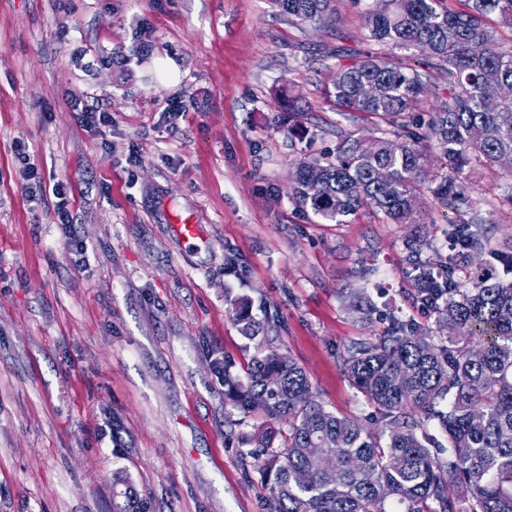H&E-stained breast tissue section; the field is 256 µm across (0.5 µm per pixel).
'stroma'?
I'll return each instance as SVG.
<instances>
[{
	"mask_svg": "<svg viewBox=\"0 0 512 512\" xmlns=\"http://www.w3.org/2000/svg\"><path fill=\"white\" fill-rule=\"evenodd\" d=\"M334 8L300 26L272 0H0V512H114L119 474L151 512H268L248 442L262 418L225 403L215 367L244 375L256 352L233 301L274 322L269 349L328 409L363 421L373 408L342 359L385 324L359 321L341 289L385 286L397 316L433 326L407 298L406 255L418 235L444 248L452 212L425 193L409 224L367 208L320 224L291 198L297 160L377 127L325 96L337 65L389 51L368 41L361 0ZM74 93L109 124L81 126ZM290 98L308 108L295 135ZM174 101L184 112L166 118ZM18 141L45 183L70 186L71 231L52 199L27 197ZM469 183L488 221L476 261L493 267L512 174Z\"/></svg>",
	"mask_w": 512,
	"mask_h": 512,
	"instance_id": "stroma-1",
	"label": "stroma"
}]
</instances>
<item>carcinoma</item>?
<instances>
[{"instance_id":"obj_1","label":"carcinoma","mask_w":512,"mask_h":512,"mask_svg":"<svg viewBox=\"0 0 512 512\" xmlns=\"http://www.w3.org/2000/svg\"><path fill=\"white\" fill-rule=\"evenodd\" d=\"M333 0H275L298 24L329 19ZM439 0H370L371 41L404 51L366 55L337 66L325 90L339 112L379 119L364 142L344 135L320 157L297 162L292 198L322 224H346L363 208L406 224L417 195L428 190L451 210V252L433 261L429 243L408 254V298L435 318L436 338L408 319L383 314L367 294L343 295L366 324L387 330L346 348L344 369L383 427L330 411L293 358L265 349L268 326L238 306L241 334L257 343L245 378L224 368V387L243 416L260 413L286 424L278 448L260 431L257 470L269 488L270 512H512V281L487 268L457 272L482 252L487 223L473 207L467 180L477 164L512 155V48L505 50L484 19L512 27V0H469V11ZM417 49L422 57L407 55ZM448 75V99L428 106L432 72ZM430 113L422 124L418 113ZM440 166L425 172L424 142ZM383 167L388 180L374 171ZM117 512H150L127 488Z\"/></svg>"}]
</instances>
